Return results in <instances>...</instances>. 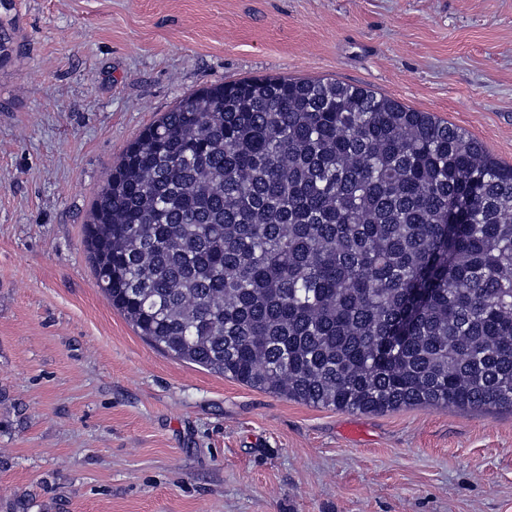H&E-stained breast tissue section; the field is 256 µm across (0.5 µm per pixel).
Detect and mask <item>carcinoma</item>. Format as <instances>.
Here are the masks:
<instances>
[{
    "label": "carcinoma",
    "instance_id": "obj_1",
    "mask_svg": "<svg viewBox=\"0 0 512 512\" xmlns=\"http://www.w3.org/2000/svg\"><path fill=\"white\" fill-rule=\"evenodd\" d=\"M86 242L163 352L288 399L512 408V165L335 80L182 97L129 143Z\"/></svg>",
    "mask_w": 512,
    "mask_h": 512
}]
</instances>
